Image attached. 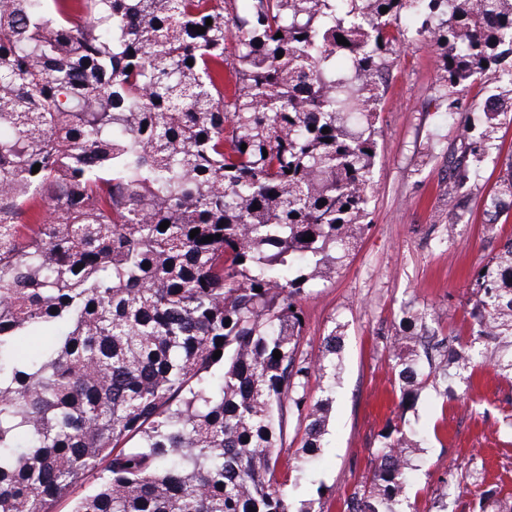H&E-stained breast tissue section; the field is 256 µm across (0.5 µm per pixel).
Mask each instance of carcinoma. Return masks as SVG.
Instances as JSON below:
<instances>
[{"mask_svg":"<svg viewBox=\"0 0 512 512\" xmlns=\"http://www.w3.org/2000/svg\"><path fill=\"white\" fill-rule=\"evenodd\" d=\"M405 17L446 110L475 113L462 189L512 124V0H0V512H316L278 480L279 449L296 418L297 472L321 452L343 344L304 349L301 301L368 228ZM509 211L512 173L483 199L488 224ZM470 288L465 336L401 309V415L345 512L414 509L405 414L424 392L445 408L479 368L512 377V237ZM27 336L46 343L24 355ZM445 484L512 512L482 464Z\"/></svg>","mask_w":512,"mask_h":512,"instance_id":"1","label":"carcinoma"}]
</instances>
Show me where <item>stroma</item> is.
Listing matches in <instances>:
<instances>
[{"label": "stroma", "instance_id": "obj_1", "mask_svg": "<svg viewBox=\"0 0 512 512\" xmlns=\"http://www.w3.org/2000/svg\"><path fill=\"white\" fill-rule=\"evenodd\" d=\"M394 66L385 87L381 130L372 172L375 192L368 229L335 273L312 282L303 302L304 344L316 351L322 336H344L336 402L325 450L313 478L326 486L322 512H341L338 491L356 486L368 470L371 450L387 422L405 416L432 430L447 419L440 438H428L413 476L418 512H432L449 466L486 460L512 493V380L485 371L468 398L440 413L431 396L400 413L388 368L394 322L405 303L435 309L430 328L440 335L467 332L465 308L472 268L512 237V213L485 223L481 202L508 170L512 125L500 130L484 163L485 179L465 190L448 182V157L461 142V115L436 105L439 71L428 45L405 38L393 47ZM467 210L471 221L446 234L442 218Z\"/></svg>", "mask_w": 512, "mask_h": 512}]
</instances>
